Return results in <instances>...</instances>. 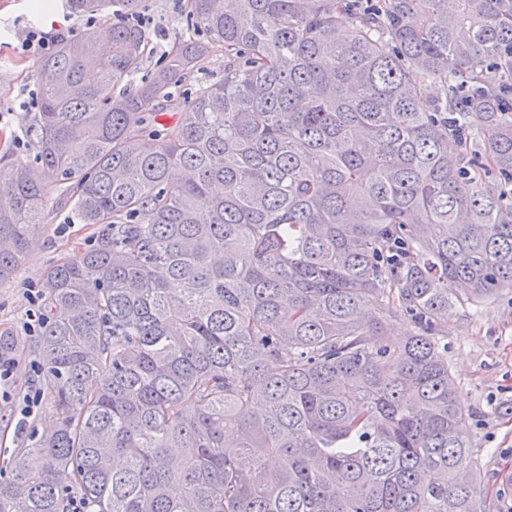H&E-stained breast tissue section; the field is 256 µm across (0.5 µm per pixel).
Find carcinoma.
<instances>
[{"instance_id": "1", "label": "carcinoma", "mask_w": 512, "mask_h": 512, "mask_svg": "<svg viewBox=\"0 0 512 512\" xmlns=\"http://www.w3.org/2000/svg\"><path fill=\"white\" fill-rule=\"evenodd\" d=\"M66 7L112 23L38 64L0 283L51 189L110 230L44 273L57 425L0 512H500L439 333L512 288V0H188L136 85L139 0ZM215 45L224 81L159 121Z\"/></svg>"}]
</instances>
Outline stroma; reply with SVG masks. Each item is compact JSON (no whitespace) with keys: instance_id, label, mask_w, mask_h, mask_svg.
I'll list each match as a JSON object with an SVG mask.
<instances>
[{"instance_id":"obj_1","label":"stroma","mask_w":512,"mask_h":512,"mask_svg":"<svg viewBox=\"0 0 512 512\" xmlns=\"http://www.w3.org/2000/svg\"><path fill=\"white\" fill-rule=\"evenodd\" d=\"M37 2L0 0V157L10 161L35 155L33 139L20 137L38 94L35 74L41 59L40 54L21 49L28 26L47 31L63 24L76 37L106 27L105 20L70 14L59 0L46 13L37 10ZM139 15L152 48L144 64L149 70L184 35L186 3L140 0ZM106 231V225L78 224L67 211L49 207L47 221L35 235L26 261L10 281L0 284V335L13 342L7 355L17 363V391L27 388L30 364L40 357L39 337L27 336L22 330L29 309L28 288L41 283L49 266L78 256ZM443 335L459 401L469 414V434L481 463L482 484L493 492L503 474L512 471V418L502 413L503 405L512 402V289L501 290L477 310L468 304L449 309ZM55 422L49 406H42L29 419L27 434H20L12 405L0 402V447L19 454L28 433H43Z\"/></svg>"}]
</instances>
